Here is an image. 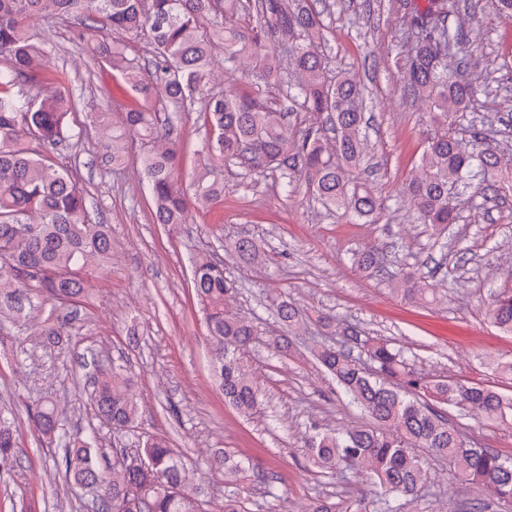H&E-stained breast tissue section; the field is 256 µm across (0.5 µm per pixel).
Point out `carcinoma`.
Segmentation results:
<instances>
[{"mask_svg": "<svg viewBox=\"0 0 512 512\" xmlns=\"http://www.w3.org/2000/svg\"><path fill=\"white\" fill-rule=\"evenodd\" d=\"M314 0H0V316L27 321L37 301L49 298L56 313L40 335L49 346L68 341L74 322L71 307L88 295L89 282L104 274L112 259L109 226L89 219L83 190L69 158L79 144L68 116L76 103L65 87V73L46 75V39L36 18L72 21L86 31L110 27L143 38L151 56L129 58L118 44L100 43L94 53L118 72L139 97L123 106L122 130H100L102 161L125 163L138 143L140 175L148 184L154 223L177 228L191 211L224 201V184L203 174L188 195L178 182L182 136L173 116L200 102L208 128L210 160L239 164L256 177L278 171L297 178L328 210L352 221L373 218L381 203L367 182L351 172L367 162L363 133L364 92L346 71L332 73L315 51L324 40L322 15ZM408 8V0H390ZM453 0H426L410 9L414 37L407 57L410 94L426 103L429 129L417 173L405 186L421 224L457 222L452 199L478 177L494 193L512 195V167L500 149L476 125L471 141L456 136L460 114L478 94L476 85L459 79L467 65L448 54L465 33ZM285 37L277 50L273 41ZM235 66L247 63L251 85L281 84L282 112L260 90L216 92L211 87L215 54ZM225 249L241 260L261 258L256 243L239 237ZM362 270L386 276L392 291L405 300L425 302L432 294L427 277L387 267L386 254L373 247L354 255ZM192 285L205 311L214 355L210 375L224 401L250 417L261 406L260 390L245 359L258 336L257 327L232 313L228 298L236 293L224 263L211 257L192 260ZM270 306L286 335L267 340L277 356L288 355V337L311 318L337 330L339 346L320 345L313 356L336 382L365 421L347 428L311 423L302 436L303 454L315 472L347 483L363 477L373 498L344 504L332 495L311 497L301 512H398L394 502L413 503L429 479L430 458L448 463L451 475L481 484L501 512H512V457L485 448L448 422L444 407L512 428V395L479 382L431 380L415 371L403 349L369 335L354 324L336 329V315H310L288 296L278 294ZM487 321L512 334V289L490 295ZM370 362L365 371L359 360ZM91 397L99 420L116 434L137 428L140 407L122 365L100 369ZM29 417L40 439L56 443L55 466L72 491L95 484L97 512H204L201 488L186 474L169 439L151 435L137 453L112 449V464L96 438L80 431L56 436L58 412L51 402L35 405ZM20 465L8 418L0 412V471ZM206 469L224 480V512H245L253 484L268 497L281 499L267 476L250 472L237 455L215 451Z\"/></svg>", "mask_w": 512, "mask_h": 512, "instance_id": "cac0c4a2", "label": "carcinoma"}]
</instances>
